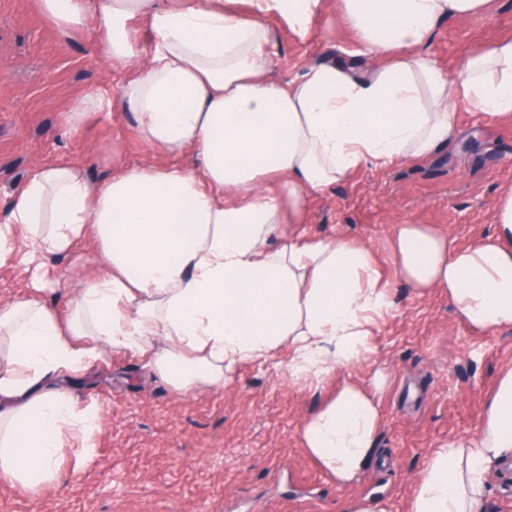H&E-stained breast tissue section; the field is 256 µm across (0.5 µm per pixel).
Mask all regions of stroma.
I'll use <instances>...</instances> for the list:
<instances>
[{
  "label": "stroma",
  "instance_id": "35a3bbf8",
  "mask_svg": "<svg viewBox=\"0 0 512 512\" xmlns=\"http://www.w3.org/2000/svg\"><path fill=\"white\" fill-rule=\"evenodd\" d=\"M512 39V0L490 13L450 19L429 51L454 74L462 58ZM104 37L94 25L61 33L38 0H0V216L40 164L87 162L101 180L121 165L157 169L172 158L138 133L121 100L125 69L90 56ZM347 51L366 64L358 37L342 26L329 0L306 37L273 26L275 75L288 80L307 65ZM110 97V114L66 132L78 100ZM456 134L430 158L385 168L365 167L311 195L306 228L373 246L394 305L378 318L366 361L321 379L288 372V347L276 363L244 362L219 391H175L144 359L115 353L73 376L69 386L98 407L101 427L80 468L64 463L55 480L26 487L0 474V512H292L312 499L313 512H345L349 500L408 512L417 476L444 443L476 436L502 366L512 361V328L486 332L462 320L440 291L423 295L395 279L388 238L396 224H431L452 247L493 234L502 193L512 191V118L486 120L473 103L454 101ZM99 243L90 237L69 256L51 260L46 275L60 314L91 273ZM386 382L377 394V454L350 486L336 484L303 445L300 427L338 382ZM480 512H512V459L494 461Z\"/></svg>",
  "mask_w": 512,
  "mask_h": 512
}]
</instances>
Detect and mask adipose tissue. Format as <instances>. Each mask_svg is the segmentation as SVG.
Segmentation results:
<instances>
[{
  "mask_svg": "<svg viewBox=\"0 0 512 512\" xmlns=\"http://www.w3.org/2000/svg\"><path fill=\"white\" fill-rule=\"evenodd\" d=\"M40 0L60 31L96 17L106 55L134 66L121 97L142 138L175 157L162 170L126 166L101 182L86 167H35L0 225V260L16 240L34 295L0 303V473L24 486L51 481L63 449L85 457L100 413L48 375L71 376L108 351L146 358L173 388L223 389L232 366L289 344L294 376L315 378L371 352L391 295L372 248L297 231L307 199L361 167L424 159L453 134L449 98L490 118L512 115V40L472 54L446 76L425 47L448 19L488 0H336L372 65L321 63L288 82L274 74L270 19L306 36L327 0ZM152 48L140 56L135 21ZM191 164H181V157ZM101 245L67 322L39 296L40 257L69 253L86 230ZM394 271L417 291L447 293L484 330L512 328V193L491 236L452 248L428 224L394 225ZM373 390L342 382L301 425L305 448L343 486L375 451ZM512 452V365L480 429L435 448L408 512H477L488 466Z\"/></svg>",
  "mask_w": 512,
  "mask_h": 512,
  "instance_id": "ef3b65f1",
  "label": "adipose tissue"
}]
</instances>
